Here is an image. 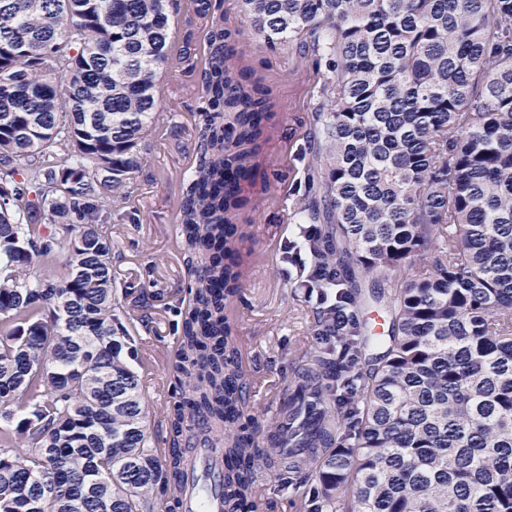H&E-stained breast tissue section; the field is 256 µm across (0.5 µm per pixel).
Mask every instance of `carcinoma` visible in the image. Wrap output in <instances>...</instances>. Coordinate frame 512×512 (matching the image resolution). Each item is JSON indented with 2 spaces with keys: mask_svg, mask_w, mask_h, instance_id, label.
I'll use <instances>...</instances> for the list:
<instances>
[{
  "mask_svg": "<svg viewBox=\"0 0 512 512\" xmlns=\"http://www.w3.org/2000/svg\"><path fill=\"white\" fill-rule=\"evenodd\" d=\"M238 3L263 46L327 68L301 152L322 193L289 214L331 274L306 285L317 342L283 410L311 454H276L289 493L301 512H512V0ZM181 9L203 35H176ZM236 34L223 0H0V512H153L196 427L224 450V512L257 504L225 301L240 182L281 102ZM177 69L201 73L202 142L176 215L188 392L160 453L123 356L107 201L127 200Z\"/></svg>",
  "mask_w": 512,
  "mask_h": 512,
  "instance_id": "1",
  "label": "carcinoma"
}]
</instances>
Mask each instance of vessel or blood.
I'll return each instance as SVG.
<instances>
[{"mask_svg": "<svg viewBox=\"0 0 512 512\" xmlns=\"http://www.w3.org/2000/svg\"><path fill=\"white\" fill-rule=\"evenodd\" d=\"M181 487L182 512H224V455L207 446L190 451Z\"/></svg>", "mask_w": 512, "mask_h": 512, "instance_id": "1", "label": "vessel or blood"}]
</instances>
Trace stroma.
Here are the masks:
<instances>
[{
	"instance_id": "obj_1",
	"label": "stroma",
	"mask_w": 512,
	"mask_h": 512,
	"mask_svg": "<svg viewBox=\"0 0 512 512\" xmlns=\"http://www.w3.org/2000/svg\"><path fill=\"white\" fill-rule=\"evenodd\" d=\"M224 11L250 48L248 64L265 76L282 102L267 132L260 172L247 191L250 205L240 219L254 240L252 249L243 253L247 275L240 292L229 300L248 375L246 424L262 437L272 427L279 392L310 341V308L301 278L282 255L297 228L280 204L296 201L304 181L303 164L294 151L311 128L312 93L319 76L315 66L297 67V50L260 47L238 16L236 0H224ZM170 78L175 88L165 102L163 135L143 143L144 166L129 184L140 220L134 224L112 218V274L119 307L135 327L131 364L141 377L147 433L156 448L167 445L166 416L182 395L175 381L176 310L188 298L193 272L176 212L201 144L192 118L200 104V78L177 72Z\"/></svg>"
}]
</instances>
